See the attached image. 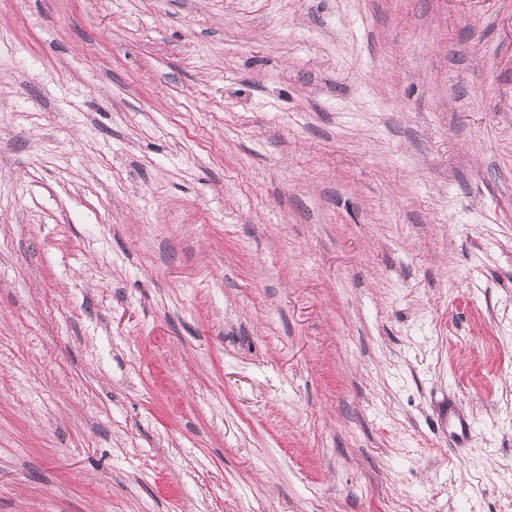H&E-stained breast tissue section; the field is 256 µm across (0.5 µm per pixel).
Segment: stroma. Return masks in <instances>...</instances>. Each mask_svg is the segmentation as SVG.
<instances>
[{"label": "stroma", "instance_id": "obj_1", "mask_svg": "<svg viewBox=\"0 0 512 512\" xmlns=\"http://www.w3.org/2000/svg\"><path fill=\"white\" fill-rule=\"evenodd\" d=\"M0 512H512V0H0Z\"/></svg>", "mask_w": 512, "mask_h": 512}]
</instances>
